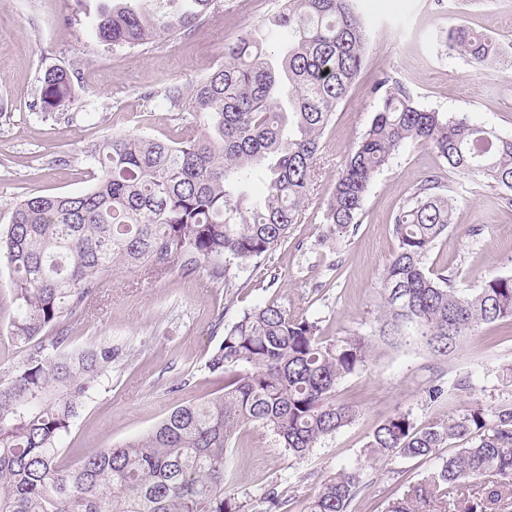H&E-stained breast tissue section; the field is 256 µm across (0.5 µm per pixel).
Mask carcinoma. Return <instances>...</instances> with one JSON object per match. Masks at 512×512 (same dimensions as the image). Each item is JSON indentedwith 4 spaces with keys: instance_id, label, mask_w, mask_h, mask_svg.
Listing matches in <instances>:
<instances>
[{
    "instance_id": "carcinoma-1",
    "label": "carcinoma",
    "mask_w": 512,
    "mask_h": 512,
    "mask_svg": "<svg viewBox=\"0 0 512 512\" xmlns=\"http://www.w3.org/2000/svg\"><path fill=\"white\" fill-rule=\"evenodd\" d=\"M217 0H75L90 36L117 51L175 37L215 13ZM359 0H284L280 9L225 47L226 62L156 96L181 114L184 136L164 141L114 133L87 151L93 183L76 195H25L0 230L13 274L10 336L26 355L0 371V512H243L226 491L228 464L241 467L235 435L272 430L298 456L352 423L358 410L334 400L336 385L374 356L364 336L326 343L319 321L275 302L224 324L204 364L220 393L173 407L146 434L79 459L64 440L122 352L70 347L69 327L88 319L116 269L186 275L207 268L232 285V266L270 258L309 204L321 137L360 73L369 46ZM448 53L476 70L502 58L490 36L448 27ZM75 72L40 78L35 106L78 109ZM380 103L339 172L323 221L359 223L368 189L406 143L428 147L467 178H486L512 204V136L426 108L393 77L375 80ZM454 199L434 172L392 216L397 250L382 277L380 320L411 325L431 353L448 357L460 339L512 321V276H491L463 294L427 267L453 225ZM469 446L436 463L390 500L386 512H512V409L474 408L448 425L416 428L399 412L373 432L357 462L328 476L301 512H348L366 466L395 457L432 460L453 441Z\"/></svg>"
}]
</instances>
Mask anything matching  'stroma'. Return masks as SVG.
<instances>
[{
    "instance_id": "stroma-1",
    "label": "stroma",
    "mask_w": 512,
    "mask_h": 512,
    "mask_svg": "<svg viewBox=\"0 0 512 512\" xmlns=\"http://www.w3.org/2000/svg\"><path fill=\"white\" fill-rule=\"evenodd\" d=\"M280 2L221 0L220 13L188 34L115 52L93 42L82 23L65 24L73 0H0V226L9 223L23 194L85 191L92 169L86 149L107 135L131 131L179 140L176 114L161 99L144 101V92L195 81L222 66L226 45ZM359 9L371 28L361 72L322 138L309 205L268 270L241 269L229 289L203 271L186 276L176 269L140 280L118 270L88 321L72 325L74 345L109 342L123 358L74 420L65 440L69 457L142 435L174 405L217 392L221 380L203 370L224 337L217 318L229 322L273 300L319 319L325 340L375 334L382 275L397 249L391 216L413 186L442 165L430 149L406 144L373 181L357 227L324 223L336 177L378 107L372 85L380 73L405 84L425 107L512 136V0H467L456 12L448 0H360ZM452 24L497 40L504 50L497 67L477 71L449 54L442 36ZM56 67L77 72L82 111L47 116L34 107L40 78ZM445 190L455 200V223L431 251L429 265L447 271L464 292L488 276L512 275V205L501 191L454 174ZM11 277L0 256V367L23 357L8 334L15 313ZM510 366L512 321L463 336L445 360L402 327L392 344L377 342L368 367L336 387L337 402L357 406V418L306 456L288 451L270 429L243 427L237 442L249 461L233 476L231 491L245 512H267L264 493L274 487L298 512L326 476L360 458L374 429L396 412L409 413L416 427L425 428L478 406L511 407L512 383L503 375ZM437 386L445 394L434 400L430 392ZM424 470L423 463L401 458L374 464L348 512H385Z\"/></svg>"
}]
</instances>
